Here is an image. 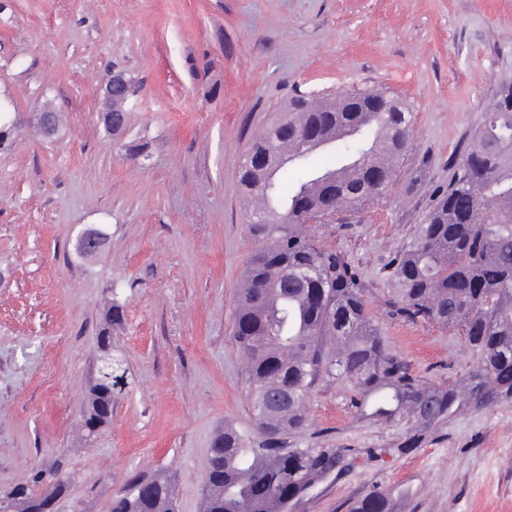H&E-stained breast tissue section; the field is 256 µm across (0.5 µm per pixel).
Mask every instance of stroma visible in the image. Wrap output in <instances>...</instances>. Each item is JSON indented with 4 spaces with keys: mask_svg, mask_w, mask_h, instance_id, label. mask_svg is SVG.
Instances as JSON below:
<instances>
[{
    "mask_svg": "<svg viewBox=\"0 0 512 512\" xmlns=\"http://www.w3.org/2000/svg\"><path fill=\"white\" fill-rule=\"evenodd\" d=\"M137 94L121 135L100 120L102 77ZM512 0H0V490L32 470L75 475L57 512H109L135 473L163 472L176 512H199L214 435L257 433L236 291L256 248L239 166L293 91L402 97L410 145L386 201L308 231L358 275L373 323L409 372L448 388L479 358L457 330L392 317L390 261L444 191L502 84ZM52 109L50 137L30 126ZM146 144L137 162L129 146ZM107 240L76 250L87 228ZM120 320L107 325L111 305ZM127 370L112 420L78 439L103 355ZM347 380H321L295 448L341 463L292 512H512V403L467 406L399 452L413 422L362 418Z\"/></svg>",
    "mask_w": 512,
    "mask_h": 512,
    "instance_id": "1",
    "label": "stroma"
}]
</instances>
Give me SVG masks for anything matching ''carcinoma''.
<instances>
[{"mask_svg":"<svg viewBox=\"0 0 512 512\" xmlns=\"http://www.w3.org/2000/svg\"><path fill=\"white\" fill-rule=\"evenodd\" d=\"M385 94L353 89L331 98L303 92L257 134L249 153L273 154L240 180L247 224L258 249L246 266L235 314V340L248 359L253 417L260 435L247 439L226 427L212 440L203 479V512H290L334 470L330 448H293L288 438L306 423V402L323 378L350 379L355 405L373 419H415L416 432L399 446H417L423 431L464 406L512 398V85L501 88L483 124L471 135L461 164L424 222L394 261L401 304L394 314L458 330L480 358L479 373L455 388L423 383L408 372L373 324L364 289L348 263L322 248L296 212L363 209L383 201L381 183L394 174L410 140L411 112L374 109ZM373 133L371 145L349 153L346 141ZM337 147L334 163L290 192L281 190L286 165ZM81 417L98 427L111 416L112 375L121 363L101 359ZM288 404L264 415L261 405L281 391ZM41 471L0 495L23 512H55L67 480L44 483ZM112 512H174L164 474L138 475ZM352 512H387L380 494Z\"/></svg>","mask_w":512,"mask_h":512,"instance_id":"1","label":"carcinoma"}]
</instances>
